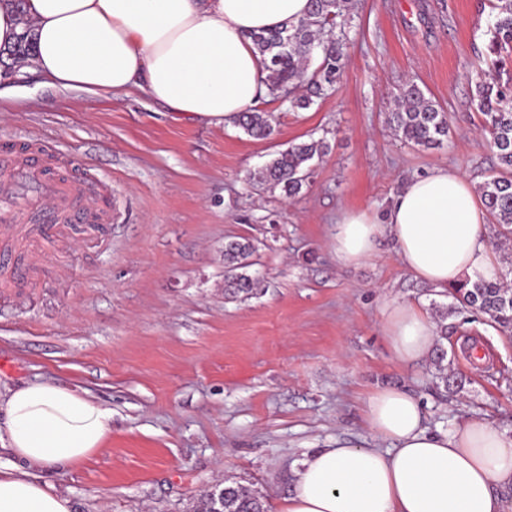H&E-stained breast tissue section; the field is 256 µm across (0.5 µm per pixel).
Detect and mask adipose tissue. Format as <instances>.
Returning a JSON list of instances; mask_svg holds the SVG:
<instances>
[{
  "mask_svg": "<svg viewBox=\"0 0 512 512\" xmlns=\"http://www.w3.org/2000/svg\"><path fill=\"white\" fill-rule=\"evenodd\" d=\"M309 0H0V47L31 28L24 72L63 89L111 96L138 88L169 111L234 121L267 92L251 33L294 23ZM487 209L472 181L437 165L409 179L384 220L366 210L336 217L340 265L377 256L390 238L415 278L436 288L501 278L488 239ZM381 326L392 357L414 364L438 343L433 317L410 301L386 302ZM8 450L24 469L0 466V512H70L42 482L100 450L112 412L50 381L0 393ZM370 448H321L293 471L282 512H503L512 487V438L469 419L429 431L419 399L401 387L372 392L363 406ZM388 449H381V442Z\"/></svg>",
  "mask_w": 512,
  "mask_h": 512,
  "instance_id": "ef3b65f1",
  "label": "adipose tissue"
}]
</instances>
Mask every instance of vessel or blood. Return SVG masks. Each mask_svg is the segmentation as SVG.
<instances>
[{"label":"vessel or blood","mask_w":512,"mask_h":512,"mask_svg":"<svg viewBox=\"0 0 512 512\" xmlns=\"http://www.w3.org/2000/svg\"><path fill=\"white\" fill-rule=\"evenodd\" d=\"M108 191L105 182L73 181L53 174L35 150L0 155V226L21 223L31 209L49 208L53 217L82 213L99 224L112 221L100 205Z\"/></svg>","instance_id":"1"}]
</instances>
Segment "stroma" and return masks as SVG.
<instances>
[{"instance_id":"obj_1","label":"stroma","mask_w":512,"mask_h":512,"mask_svg":"<svg viewBox=\"0 0 512 512\" xmlns=\"http://www.w3.org/2000/svg\"><path fill=\"white\" fill-rule=\"evenodd\" d=\"M493 0H354L335 91L306 109L261 103L264 140L234 124L185 117L134 91L92 96L25 78L0 141L38 142L70 170L112 186L108 224L29 216L0 232L11 255L0 285V391L28 381L84 390L112 411L101 449L44 474L71 512H193L231 476L282 512L292 468L337 442L365 443L362 409L381 386L420 398L431 429L485 418L512 437V329L453 308L413 277L394 243L354 267L337 263V212L384 215L405 182L439 163L482 183L496 158L471 101L483 73ZM447 112L437 148L402 140L387 115L406 83ZM326 145L301 193L256 184L277 151ZM248 240L254 295L224 294V245ZM418 303L446 332L448 378L396 362L380 308Z\"/></svg>"}]
</instances>
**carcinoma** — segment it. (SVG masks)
<instances>
[{"label": "carcinoma", "instance_id": "cac0c4a2", "mask_svg": "<svg viewBox=\"0 0 512 512\" xmlns=\"http://www.w3.org/2000/svg\"><path fill=\"white\" fill-rule=\"evenodd\" d=\"M351 0H310L307 17L289 26L252 36L263 57L270 95L289 101L291 106L307 108L313 98L331 92L343 68L347 37L333 35L337 19L349 9ZM494 21L487 44L493 65L505 67L512 55V0H496ZM473 101L485 117V130L497 159L496 171L479 185L489 215L500 227L499 233H512V86L479 77L472 91ZM398 108L389 113L388 122L401 139L427 148L448 140V114L425 97L414 83H407L397 96ZM236 123L249 136L266 139L273 134L270 114L248 110ZM321 141L292 144L277 152L255 175V180L281 189L286 197L300 194L309 177V162L323 151ZM251 245L233 241L224 246V292L230 296L248 295L256 281L247 273ZM449 294L462 309H474L503 328H512V289L499 282L479 278L465 280ZM225 512H269L267 499L251 486L238 481L224 485Z\"/></svg>", "mask_w": 512, "mask_h": 512}]
</instances>
